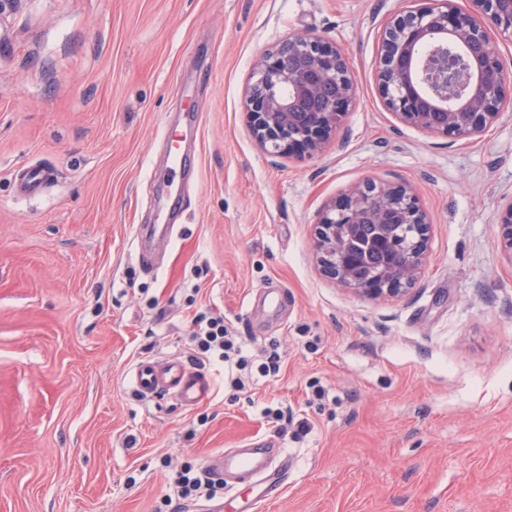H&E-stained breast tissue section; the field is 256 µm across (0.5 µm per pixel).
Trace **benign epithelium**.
I'll use <instances>...</instances> for the list:
<instances>
[{
	"label": "benign epithelium",
	"mask_w": 512,
	"mask_h": 512,
	"mask_svg": "<svg viewBox=\"0 0 512 512\" xmlns=\"http://www.w3.org/2000/svg\"><path fill=\"white\" fill-rule=\"evenodd\" d=\"M473 3L474 11L463 12L455 0H426L385 26L377 78L388 108L402 122L428 133L472 137L512 104V73L491 40L494 32L512 40V0ZM425 43L438 59L433 65L419 62ZM458 46L466 52L461 78L449 61ZM253 78L245 92L250 125L260 146L277 156L319 153L353 102L342 53L320 37H288L260 58ZM496 223L502 246L512 255V205ZM359 224L377 225L376 249L407 248L405 264L359 276L363 259L348 250ZM428 233L425 214L406 186L367 181L322 210L314 247L326 277L377 299L401 295L415 283Z\"/></svg>",
	"instance_id": "benign-epithelium-1"
}]
</instances>
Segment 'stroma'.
<instances>
[{
    "label": "stroma",
    "mask_w": 512,
    "mask_h": 512,
    "mask_svg": "<svg viewBox=\"0 0 512 512\" xmlns=\"http://www.w3.org/2000/svg\"><path fill=\"white\" fill-rule=\"evenodd\" d=\"M420 0H0V512H172L185 463L273 439L292 461L256 512H512V109L480 135L403 124L380 35ZM317 34L355 100L324 150L270 156L244 102L257 56ZM193 126L181 163L164 132ZM43 160L58 180L18 196ZM408 186L429 223L403 295L322 275L323 207ZM171 223L148 243L145 224ZM222 315L253 364L183 408L141 398V359L194 353ZM288 414L277 420L278 411Z\"/></svg>",
    "instance_id": "35a3bbf8"
}]
</instances>
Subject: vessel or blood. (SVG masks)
<instances>
[{
	"label": "vessel or blood",
	"instance_id": "b4317fda",
	"mask_svg": "<svg viewBox=\"0 0 512 512\" xmlns=\"http://www.w3.org/2000/svg\"><path fill=\"white\" fill-rule=\"evenodd\" d=\"M57 177L55 169L36 162L16 172L14 184L21 196L39 194ZM130 387L140 397L173 395L185 408H193L213 395L211 374L181 359H143L131 370ZM291 465L281 446L274 442L260 448L229 450L220 453L209 465L211 478L228 481L238 476H265L271 495H278Z\"/></svg>",
	"mask_w": 512,
	"mask_h": 512
}]
</instances>
